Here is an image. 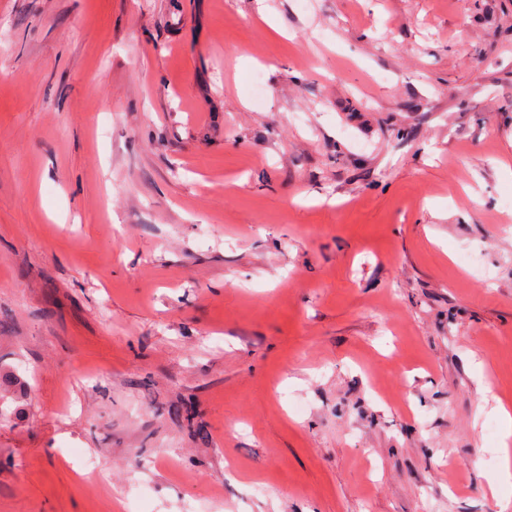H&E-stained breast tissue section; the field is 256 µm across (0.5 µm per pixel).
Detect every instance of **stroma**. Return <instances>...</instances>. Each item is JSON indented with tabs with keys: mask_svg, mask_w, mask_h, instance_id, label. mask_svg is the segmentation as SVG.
I'll return each instance as SVG.
<instances>
[{
	"mask_svg": "<svg viewBox=\"0 0 512 512\" xmlns=\"http://www.w3.org/2000/svg\"><path fill=\"white\" fill-rule=\"evenodd\" d=\"M265 3L0 0V512H501L512 0Z\"/></svg>",
	"mask_w": 512,
	"mask_h": 512,
	"instance_id": "35a3bbf8",
	"label": "stroma"
}]
</instances>
